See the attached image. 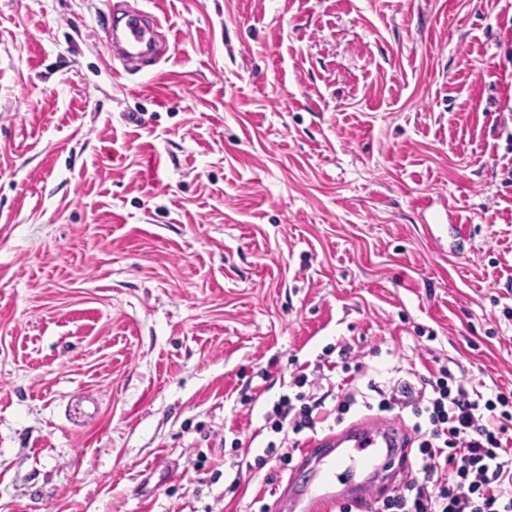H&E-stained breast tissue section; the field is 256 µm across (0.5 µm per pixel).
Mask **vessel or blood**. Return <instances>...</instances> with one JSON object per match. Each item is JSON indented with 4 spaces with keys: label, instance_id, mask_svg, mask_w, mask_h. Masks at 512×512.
Instances as JSON below:
<instances>
[{
    "label": "vessel or blood",
    "instance_id": "obj_1",
    "mask_svg": "<svg viewBox=\"0 0 512 512\" xmlns=\"http://www.w3.org/2000/svg\"><path fill=\"white\" fill-rule=\"evenodd\" d=\"M124 25L105 29L101 39L109 57L134 67L161 60L167 43L160 20L146 10H127ZM403 429L378 420L353 423L303 449L304 462L315 464L311 479L289 478L278 504L280 512H327L336 503L354 505L369 500L404 448Z\"/></svg>",
    "mask_w": 512,
    "mask_h": 512
}]
</instances>
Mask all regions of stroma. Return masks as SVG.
<instances>
[{"label": "stroma", "mask_w": 512, "mask_h": 512, "mask_svg": "<svg viewBox=\"0 0 512 512\" xmlns=\"http://www.w3.org/2000/svg\"><path fill=\"white\" fill-rule=\"evenodd\" d=\"M107 2L0 0V512H259L342 349L512 391V0ZM123 18L121 29L116 26L103 30L100 43L109 57L131 67L161 60L167 53V42L157 32L162 27L157 16L145 9H124ZM294 400L301 402L299 408L293 403L290 396H283L273 405L272 411L268 413L267 418L273 421V427L280 432L284 423L288 421V429L294 435L301 434L304 430L313 431L318 423L320 408H323L325 398L314 399L313 395L305 392H298ZM288 439V442L286 441ZM282 444V445H281ZM285 444H288V453L278 454L277 448H285L287 446H284ZM300 440L296 438L290 439V437L287 435L284 436L283 441L279 444V446H276L274 442H270L266 447L265 450V457L258 458L256 464L258 467H263L267 464L269 460L276 459L283 463L284 465H288L292 461L293 453L297 450H299Z\"/></svg>", "instance_id": "obj_1"}]
</instances>
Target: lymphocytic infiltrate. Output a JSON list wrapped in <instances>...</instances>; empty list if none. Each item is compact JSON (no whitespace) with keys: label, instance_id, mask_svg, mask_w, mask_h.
<instances>
[{"label":"lymphocytic infiltrate","instance_id":"lymphocytic-infiltrate-1","mask_svg":"<svg viewBox=\"0 0 512 512\" xmlns=\"http://www.w3.org/2000/svg\"><path fill=\"white\" fill-rule=\"evenodd\" d=\"M309 383L298 370L295 396L281 397L268 413L275 429L293 437L283 454L268 444L258 466L275 458L290 463L299 434L315 429L322 402L305 393ZM397 407L415 416V476L367 510L343 504L337 512H512V395H483L443 368L417 386L397 383L378 403L382 411Z\"/></svg>","mask_w":512,"mask_h":512}]
</instances>
